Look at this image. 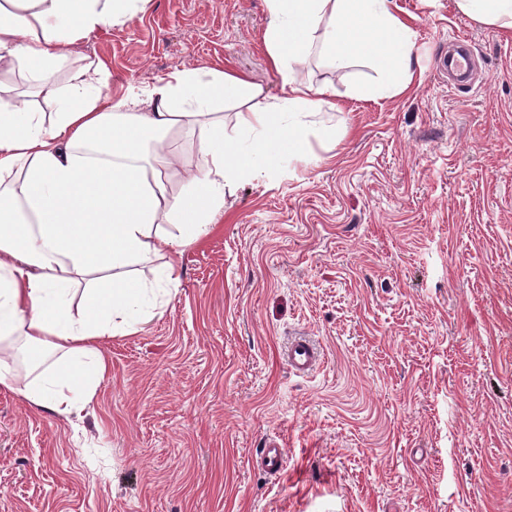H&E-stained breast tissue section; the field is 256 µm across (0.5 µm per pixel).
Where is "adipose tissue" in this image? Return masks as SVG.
I'll return each mask as SVG.
<instances>
[{
  "label": "adipose tissue",
  "mask_w": 512,
  "mask_h": 512,
  "mask_svg": "<svg viewBox=\"0 0 512 512\" xmlns=\"http://www.w3.org/2000/svg\"><path fill=\"white\" fill-rule=\"evenodd\" d=\"M148 0H0V387L63 414L92 398L108 373L98 342L142 320L153 288L122 268L172 259L207 235L224 199L281 159L305 157L310 135H335L316 117L336 108L332 87L300 76L319 53L339 71L366 66L375 94L406 93L415 43L393 0H266L264 43L285 96L216 69H192L112 100L101 67L70 70L69 49ZM462 13L512 31V0H455ZM31 95L2 97L12 77ZM53 101L44 113L38 100ZM236 104L238 137L221 108ZM195 137L200 158L176 149ZM183 181L173 193V181ZM81 288V310L67 297ZM48 378L33 374L48 359Z\"/></svg>",
  "instance_id": "ef3b65f1"
}]
</instances>
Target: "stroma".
Returning <instances> with one entry per match:
<instances>
[{
    "label": "stroma",
    "instance_id": "35a3bbf8",
    "mask_svg": "<svg viewBox=\"0 0 512 512\" xmlns=\"http://www.w3.org/2000/svg\"><path fill=\"white\" fill-rule=\"evenodd\" d=\"M418 83L311 56L343 138L242 182L187 245L169 302L103 341L110 369L60 415L0 388V512H512V37L454 0H394ZM266 0H149L71 46L108 93L186 69L270 98ZM469 44L475 74L439 67ZM321 346L307 376L283 356ZM279 436L280 474L255 453Z\"/></svg>",
    "mask_w": 512,
    "mask_h": 512
}]
</instances>
